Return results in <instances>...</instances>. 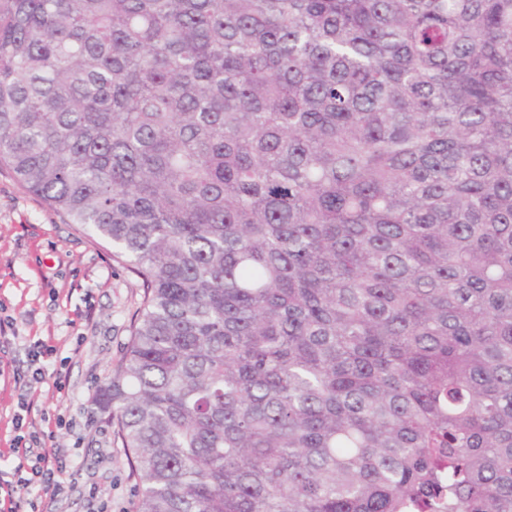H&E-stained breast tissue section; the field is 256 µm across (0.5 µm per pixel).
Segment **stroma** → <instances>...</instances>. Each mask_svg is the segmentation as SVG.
<instances>
[{
    "mask_svg": "<svg viewBox=\"0 0 512 512\" xmlns=\"http://www.w3.org/2000/svg\"><path fill=\"white\" fill-rule=\"evenodd\" d=\"M143 296L142 280L111 247L0 169V452L24 460L13 449L22 393L13 373L26 371L30 343L55 346L46 367L63 368L65 387L48 381L25 393L31 420L53 430L54 447H81L64 475L72 488L57 512H92L101 500L112 512H136L137 482L99 407V390L124 355ZM60 414L71 419L70 429L56 428Z\"/></svg>",
    "mask_w": 512,
    "mask_h": 512,
    "instance_id": "1",
    "label": "stroma"
}]
</instances>
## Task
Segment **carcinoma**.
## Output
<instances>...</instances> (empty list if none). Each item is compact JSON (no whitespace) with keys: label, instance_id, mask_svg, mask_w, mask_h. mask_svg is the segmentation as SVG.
<instances>
[{"label":"carcinoma","instance_id":"carcinoma-1","mask_svg":"<svg viewBox=\"0 0 512 512\" xmlns=\"http://www.w3.org/2000/svg\"><path fill=\"white\" fill-rule=\"evenodd\" d=\"M0 167L146 283L138 512H512V0H0Z\"/></svg>","mask_w":512,"mask_h":512}]
</instances>
